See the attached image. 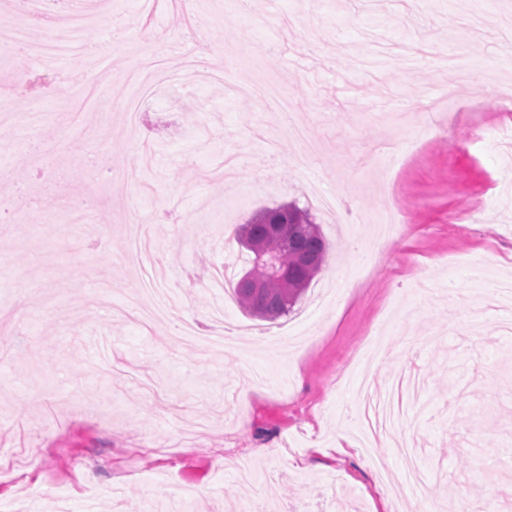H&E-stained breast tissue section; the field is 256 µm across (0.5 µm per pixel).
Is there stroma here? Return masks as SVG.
<instances>
[{
    "label": "stroma",
    "mask_w": 512,
    "mask_h": 512,
    "mask_svg": "<svg viewBox=\"0 0 512 512\" xmlns=\"http://www.w3.org/2000/svg\"><path fill=\"white\" fill-rule=\"evenodd\" d=\"M96 28L124 21L108 68L90 80L121 91L127 72L167 58L149 33L200 31L224 54L223 85L177 82L138 128L65 81L22 91L26 54L0 62V512H373L393 474L390 512H512V462L494 495L482 481L491 441L512 430V334L486 300L512 278V152L498 132L512 92V0H266L243 15L229 0H86ZM462 69L444 65V58ZM260 82L288 97L319 142H303L276 107L238 94ZM467 112L452 138L418 117ZM93 194H86V187ZM330 246L301 298H338L294 332L282 320L221 308L237 244L224 227L265 207L306 206ZM400 209L399 235L375 223ZM138 224L150 257L179 290L164 323L126 303L141 273L124 239ZM423 381L407 449L358 445L360 380L383 390L396 370ZM351 443L348 452L338 440ZM412 453L424 492L406 480ZM229 465L218 468L217 462Z\"/></svg>",
    "instance_id": "obj_1"
}]
</instances>
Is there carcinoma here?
I'll list each match as a JSON object with an SVG mask.
<instances>
[{
	"mask_svg": "<svg viewBox=\"0 0 512 512\" xmlns=\"http://www.w3.org/2000/svg\"><path fill=\"white\" fill-rule=\"evenodd\" d=\"M252 245L239 252L245 275L262 284L263 293L235 286L233 293L240 309L251 316L274 320L290 313L303 291L282 288L279 279L268 274L257 260V252L273 254L280 265L294 270L305 256H327L328 245L308 211L294 205L264 210L249 223Z\"/></svg>",
	"mask_w": 512,
	"mask_h": 512,
	"instance_id": "carcinoma-1",
	"label": "carcinoma"
}]
</instances>
